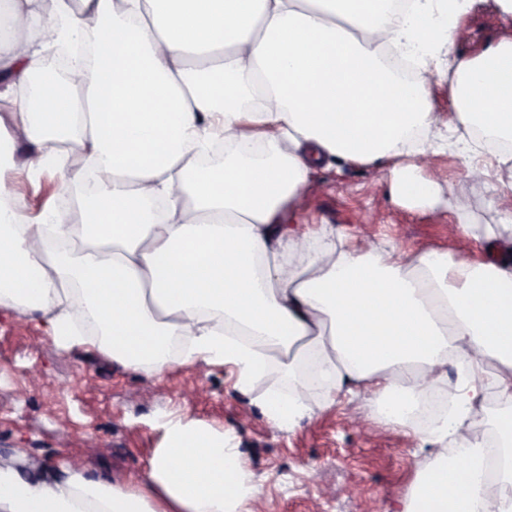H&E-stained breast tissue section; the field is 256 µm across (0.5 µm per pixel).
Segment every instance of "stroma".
<instances>
[{
    "label": "stroma",
    "mask_w": 512,
    "mask_h": 512,
    "mask_svg": "<svg viewBox=\"0 0 512 512\" xmlns=\"http://www.w3.org/2000/svg\"><path fill=\"white\" fill-rule=\"evenodd\" d=\"M459 26L465 36L455 50L475 55L488 43L512 38V14L497 0H471ZM30 150L14 144L8 153L11 194L23 203L27 223L41 219V208L58 195L53 174L33 176ZM424 176L437 185L427 206L394 203L375 170L361 165L320 169L322 192L311 194L287 213L294 224H328L358 242L388 241L416 253L430 250L482 258L452 233L451 206L470 223L497 221L512 209V190L495 179L467 176V162L456 139L431 154ZM275 378L255 383L250 395L234 387L227 368L177 363L159 378L125 372L104 354L64 353L47 338L38 317L0 306V458L27 470L45 463H69L93 471L124 473L136 468L162 439L158 417L181 407L198 421L224 429L234 438L263 490L254 512H396L398 501L429 459L402 426L369 423L360 402L321 406L300 425L281 430L269 424L255 401Z\"/></svg>",
    "instance_id": "1"
}]
</instances>
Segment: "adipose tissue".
<instances>
[{
  "label": "adipose tissue",
  "instance_id": "obj_1",
  "mask_svg": "<svg viewBox=\"0 0 512 512\" xmlns=\"http://www.w3.org/2000/svg\"><path fill=\"white\" fill-rule=\"evenodd\" d=\"M0 0V148L31 150L86 217L28 224L2 208L0 305L46 315L63 350L91 346L152 379L174 362L231 367L240 393L273 376L259 407L290 429L325 403L359 400L435 440L403 512H512V236L486 225V257L367 247L285 212L317 167H378L392 200L430 201L427 155L457 127L512 135V39L455 52L470 0ZM94 39L95 65L58 79L56 46ZM448 112L430 86L443 52ZM40 85H32L33 75ZM460 369L430 430L410 409ZM498 485L472 432L488 396ZM142 469L0 460V512H253L262 492L230 436L176 413Z\"/></svg>",
  "mask_w": 512,
  "mask_h": 512
}]
</instances>
